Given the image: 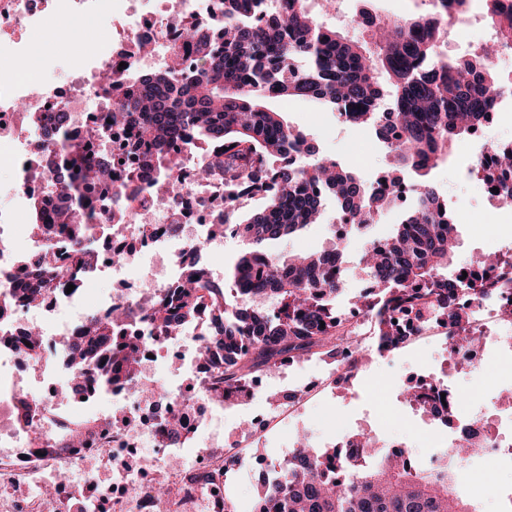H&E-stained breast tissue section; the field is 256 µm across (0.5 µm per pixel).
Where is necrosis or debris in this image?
<instances>
[{
    "instance_id": "necrosis-or-debris-1",
    "label": "necrosis or debris",
    "mask_w": 512,
    "mask_h": 512,
    "mask_svg": "<svg viewBox=\"0 0 512 512\" xmlns=\"http://www.w3.org/2000/svg\"><path fill=\"white\" fill-rule=\"evenodd\" d=\"M93 17L112 27L105 45L71 61L69 88L57 95L53 82L45 81L32 92V80L17 69L19 60L33 61L44 72L58 61L48 44V18L65 21ZM224 22V0H0V159L7 161L12 177L0 183L11 203L0 207V335H16L35 325L40 346L29 356L0 344V512H224V463L239 457L245 440L224 446L216 439H200L211 420L214 402L203 389L217 378L213 368L198 357L194 342L202 335L203 319L189 328L141 344L136 353L139 379L112 391L105 407L96 393L64 396L68 381L66 355L76 340L77 326L88 310L81 297L84 284L107 273L118 283L109 298L95 308L98 317L117 305H130L144 294L167 296L191 264L203 262L207 253L224 245L217 224L224 221V177L202 181L196 176L198 161L185 155L174 177L179 196L145 193L134 205L130 224L112 221V199L96 203L101 223L111 225L93 270L79 273L74 287L55 282L42 286L38 304L15 301V281L35 279V255L49 266L64 263L72 242L65 234L44 241L29 229L26 211L31 197L47 195L49 176L44 159L53 148L50 117L65 113L71 132L82 135L93 124H105L112 109V91L100 80L145 77L161 70L171 46L188 41L191 33L213 34ZM147 52H140V45ZM123 263L112 260L114 252ZM494 302L467 300L470 320L460 329L430 320L406 330L408 340L430 336L448 344V363H465L469 371L483 372L491 358L506 368L497 386L512 392V269L495 272ZM479 336L478 344L454 343L461 331ZM191 372L188 386L165 388L154 378L158 361ZM41 375L38 388H29L27 372ZM36 406L29 423L19 422L20 401ZM95 404L91 430L76 448H69L70 431L62 426L63 412L81 401ZM180 416V437L193 445L183 455L171 442L168 421ZM455 434L479 442L480 466L512 462V408L497 404L492 415L465 411L455 416ZM104 463L111 471L112 497L96 490L90 464ZM165 474L170 490L157 499L154 484Z\"/></svg>"
}]
</instances>
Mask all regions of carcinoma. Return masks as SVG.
<instances>
[{"mask_svg":"<svg viewBox=\"0 0 512 512\" xmlns=\"http://www.w3.org/2000/svg\"><path fill=\"white\" fill-rule=\"evenodd\" d=\"M223 43L194 34L186 53L173 51L165 72L112 86V124L134 133L119 146L117 166L127 172L116 192L112 219L132 222L133 203L144 189L165 188L176 195L179 185L156 171L172 172L180 160L174 145L190 130L202 142L220 141L221 157L205 156L198 177L224 173L223 227L240 239L242 248L224 275V287L197 265L174 289L171 299L157 303L145 296L134 308L116 309V321L131 320L133 336H115L113 322L86 316L83 348L70 361L71 388H97L103 394L131 382L137 374V343L151 340L195 318L207 309L210 323L198 337L201 355L223 377L208 387L233 405L245 396L243 383L255 375H272L284 363L345 351L348 333L336 310L345 294V277L326 273L341 266L347 238L317 252L281 258L277 242L318 223L323 215L319 191L336 198L350 221L349 234L364 240L361 263L371 293L355 308L372 316L377 336L390 346L403 334L391 312L401 309L419 320L432 313L463 326L468 314L460 295L489 299L492 291L475 276L457 288L443 274L457 244L456 224L448 205L438 200L428 175L448 159L455 138L471 135L488 121L497 99L512 89L490 64L502 49L512 48V7L487 0L484 18L494 32L481 51L448 57L436 29L448 24V6L456 15L469 12L471 0H429L435 12L402 19L378 20L367 26V40H351L328 27L317 13L328 14L334 0H320L319 12L309 0H276L268 12L265 0H225ZM193 56V65L184 55ZM289 98L312 102L345 116L358 129H373L385 144L392 168L386 182H401L395 172L408 170L417 204L405 209L400 223L386 236L372 237L376 216L392 199L365 186L335 158L322 157L296 167L290 151L312 153L306 136L289 125L272 103ZM54 151L45 159L55 189L59 219L74 241L67 262L54 267L44 281L60 280L88 268L96 254L89 239L96 213L91 197L107 192L101 171L92 165V142L99 129L90 126L83 139L69 136L64 114L56 117ZM269 175L275 189L266 205L237 216L235 191L243 184L256 193L268 190L257 174ZM487 183L499 188L498 204L512 209V142L494 146L491 163L479 167ZM42 203L31 201L30 215L45 237L55 225L39 223ZM325 327H320V323ZM101 366L90 377L85 368ZM365 453L360 463L344 448L298 447L271 466L270 477L255 496L271 502L274 512H477L475 503L450 493L455 469L473 454L462 437L452 448V462L439 474L384 459L378 446L368 448L369 435L355 434Z\"/></svg>","mask_w":512,"mask_h":512,"instance_id":"cac0c4a2","label":"carcinoma"}]
</instances>
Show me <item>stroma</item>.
I'll return each mask as SVG.
<instances>
[{"instance_id": "35a3bbf8", "label": "stroma", "mask_w": 512, "mask_h": 512, "mask_svg": "<svg viewBox=\"0 0 512 512\" xmlns=\"http://www.w3.org/2000/svg\"><path fill=\"white\" fill-rule=\"evenodd\" d=\"M285 119L310 135L322 155H330L352 169L365 181H372L389 166V161L375 135L340 123L334 112L317 110L312 103L293 99L282 107ZM472 144L467 138L457 139L448 161L432 171L430 181L450 207L470 205L477 216L474 224L459 225L460 247L457 262L469 255L492 251L512 254V210L499 209L482 193L478 179L471 174ZM336 216L334 204H327L326 218L301 234L284 240L277 246L279 253L320 251L330 248ZM447 363L444 349L434 339L427 338L393 350L389 355H369L359 366L351 383L337 385L328 380V367L320 359L292 364L265 379L261 388L245 401L225 407L220 420L225 440L245 432L247 423L264 411L271 410V394L284 388L310 383H323L324 389L303 410L287 421L275 424L258 437L247 449L243 464L230 473L225 483L228 494L235 500L239 512H249L250 503L261 478L260 462H275L287 457L297 435H307L312 447L335 443L342 432L365 431L378 438L393 436L404 440L415 459L425 461L441 451V440L424 425L420 414L401 397L409 381L417 377L438 378ZM383 388L394 412L395 421L380 415L371 396L373 388Z\"/></svg>"}]
</instances>
